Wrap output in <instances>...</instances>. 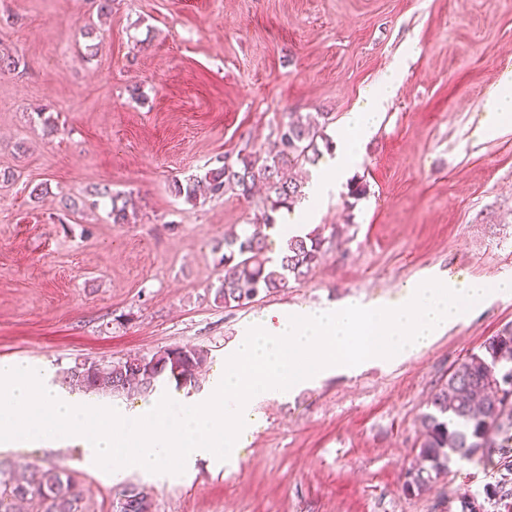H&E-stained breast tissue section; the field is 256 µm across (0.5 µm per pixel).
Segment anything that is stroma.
Returning <instances> with one entry per match:
<instances>
[{"label": "stroma", "instance_id": "35a3bbf8", "mask_svg": "<svg viewBox=\"0 0 512 512\" xmlns=\"http://www.w3.org/2000/svg\"><path fill=\"white\" fill-rule=\"evenodd\" d=\"M0 56L20 61L0 72V170L15 174L0 181V360L27 359L58 382L77 362L187 345L208 353L202 388L253 321L393 300L427 274L512 276V132L472 136L512 66V0H112L105 17L95 0H0ZM391 67L401 85L352 173L368 193L351 206L339 190L317 222L336 245L307 280L215 306V246L258 200L193 205L172 180L246 145L268 149L293 114L333 113L327 133L339 138L340 117ZM41 183L48 192L33 199ZM104 187L131 197L136 222L91 208ZM510 322L512 297L483 303L400 363L261 403L234 467L162 482L37 441L0 459L70 472L90 512H112L129 481L154 512H448L495 482L499 464L459 460L406 494L419 420L453 366Z\"/></svg>", "mask_w": 512, "mask_h": 512}]
</instances>
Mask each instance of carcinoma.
Returning <instances> with one entry per match:
<instances>
[{
	"mask_svg": "<svg viewBox=\"0 0 512 512\" xmlns=\"http://www.w3.org/2000/svg\"><path fill=\"white\" fill-rule=\"evenodd\" d=\"M329 121L299 115L277 127L272 146L265 152L241 148L236 160L209 169L200 178L174 180L175 195L189 203L200 198L226 196L248 199L257 185L263 196L251 226L224 236L221 284L214 290L218 307L248 305L261 295L307 279L328 250L329 239L313 230L288 238L278 257L269 256L265 230L275 227L273 214L289 209L302 197L303 184L286 179L284 165H314L333 142L324 134ZM96 194L111 205L115 224L130 223L129 201L109 190ZM208 352L176 346L150 357H134L107 363L80 362L64 372L70 388L98 395L131 397L149 394L164 382L176 388L196 382ZM512 391V324L487 337L478 351L468 354L448 374L433 394L429 411L420 417L416 464L407 469L403 490L419 494L456 460L499 457L500 477L484 487L483 502L512 512V402L504 404L503 383ZM89 490L70 473L55 467H33L19 474L11 463L0 460V512H17L27 504L32 512H88ZM150 494L128 482L115 493L112 512H153Z\"/></svg>",
	"mask_w": 512,
	"mask_h": 512,
	"instance_id": "1",
	"label": "carcinoma"
}]
</instances>
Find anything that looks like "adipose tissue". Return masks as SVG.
Here are the masks:
<instances>
[{
    "mask_svg": "<svg viewBox=\"0 0 512 512\" xmlns=\"http://www.w3.org/2000/svg\"><path fill=\"white\" fill-rule=\"evenodd\" d=\"M399 84V71L388 70L378 83L364 90L358 103L345 113L342 118L344 133L333 157L322 162L306 200L294 212L291 220L278 225L276 238L285 240L299 234L302 226L313 223L330 196L337 193L348 171L360 163V145L377 129L381 115L395 96ZM483 110L485 118L474 129V137L491 138L512 129V67L502 71L496 89L487 98Z\"/></svg>",
    "mask_w": 512,
    "mask_h": 512,
    "instance_id": "adipose-tissue-1",
    "label": "adipose tissue"
}]
</instances>
